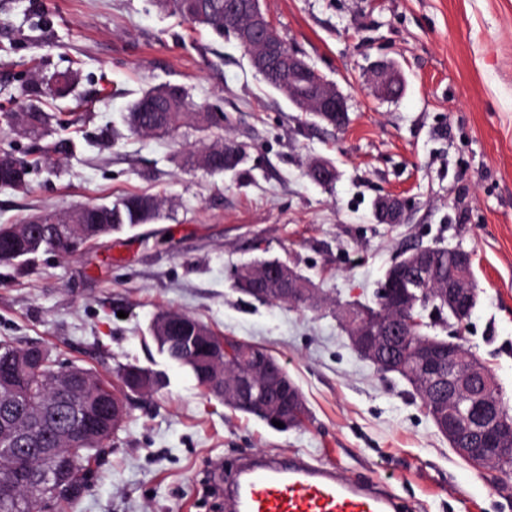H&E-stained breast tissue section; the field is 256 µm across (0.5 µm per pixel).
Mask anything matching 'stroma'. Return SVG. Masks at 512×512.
<instances>
[{
    "instance_id": "35a3bbf8",
    "label": "stroma",
    "mask_w": 512,
    "mask_h": 512,
    "mask_svg": "<svg viewBox=\"0 0 512 512\" xmlns=\"http://www.w3.org/2000/svg\"><path fill=\"white\" fill-rule=\"evenodd\" d=\"M289 46L346 96L344 130L296 111L232 36L184 20L157 0H0V149L52 161L27 190L0 187V225L129 194L166 202L161 219L69 257L0 265V341L48 349L108 381L135 364L167 384L128 415L65 512H224L212 490L248 454L300 453L355 482L396 494L401 512H512V478L462 459L408 384L351 347L338 306L373 304L385 271L415 246L471 252L479 301L461 335L512 407V0H265ZM393 64L403 95L379 98L372 67ZM76 76L52 99L50 77ZM181 87L195 110L223 115L241 145L235 171L183 167L194 125L164 137L121 116L146 90ZM36 106L67 128L14 130ZM331 160L332 187L305 175ZM406 220L377 223L382 195ZM263 257L309 277L328 301L312 310L240 292L235 272ZM173 309L220 336L258 344L285 367L308 417L277 431L230 409L150 336Z\"/></svg>"
}]
</instances>
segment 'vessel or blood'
<instances>
[{"label": "vessel or blood", "mask_w": 512, "mask_h": 512, "mask_svg": "<svg viewBox=\"0 0 512 512\" xmlns=\"http://www.w3.org/2000/svg\"><path fill=\"white\" fill-rule=\"evenodd\" d=\"M228 512H398L394 497L341 478L334 466L297 456L243 467Z\"/></svg>", "instance_id": "1"}]
</instances>
